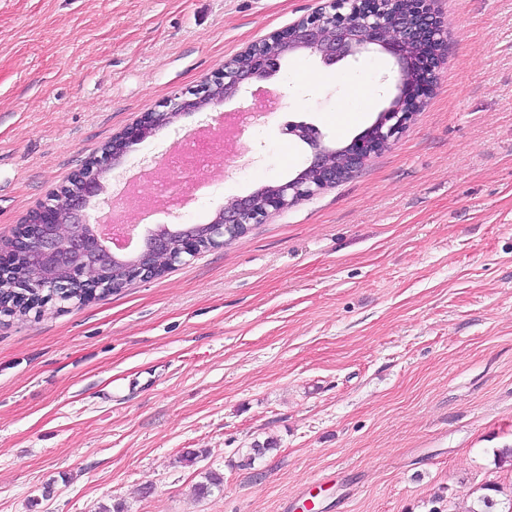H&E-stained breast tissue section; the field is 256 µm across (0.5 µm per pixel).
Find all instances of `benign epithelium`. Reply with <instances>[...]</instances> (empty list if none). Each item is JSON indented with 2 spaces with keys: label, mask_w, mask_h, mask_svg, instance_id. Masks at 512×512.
<instances>
[{
  "label": "benign epithelium",
  "mask_w": 512,
  "mask_h": 512,
  "mask_svg": "<svg viewBox=\"0 0 512 512\" xmlns=\"http://www.w3.org/2000/svg\"><path fill=\"white\" fill-rule=\"evenodd\" d=\"M445 42L434 0H328L327 6L289 29L248 46L245 60L224 63L209 79L174 94L160 109L113 137L112 148L99 150L72 175L69 184L30 212L18 235L4 245L6 252L0 253L1 275L24 262L37 276L35 282L20 279L12 283L15 304L23 309L36 301L49 302L56 288L85 284L90 272L95 281L91 294L120 287L110 278L113 249L94 233L91 210L130 148L157 130L184 114L222 104L245 92L249 82L274 77L281 61L298 52H310L332 66L376 48L389 54L397 67L396 94L378 113L366 137H355L336 148L325 143L315 125L288 122L285 133L308 142L312 149L309 164L287 181L264 187L263 195L251 193L228 200L206 224L178 232L167 228L152 232L129 262V277L140 280L156 277L159 258L173 267L203 248L222 247L227 239L261 223L269 210H283L315 195L388 148L428 91Z\"/></svg>",
  "instance_id": "7a95c632"
}]
</instances>
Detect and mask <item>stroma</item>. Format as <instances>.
<instances>
[{
    "label": "stroma",
    "instance_id": "1",
    "mask_svg": "<svg viewBox=\"0 0 512 512\" xmlns=\"http://www.w3.org/2000/svg\"><path fill=\"white\" fill-rule=\"evenodd\" d=\"M325 2L0 0V242L126 126ZM434 7L446 47L389 148L161 277L0 318V512H299L321 476L315 512L512 491V0ZM396 79L375 49L284 61L280 110L179 224L301 170L288 121L349 143ZM352 80L374 99L348 127ZM245 104L182 116L123 172ZM210 470L224 492L195 500Z\"/></svg>",
    "mask_w": 512,
    "mask_h": 512
}]
</instances>
